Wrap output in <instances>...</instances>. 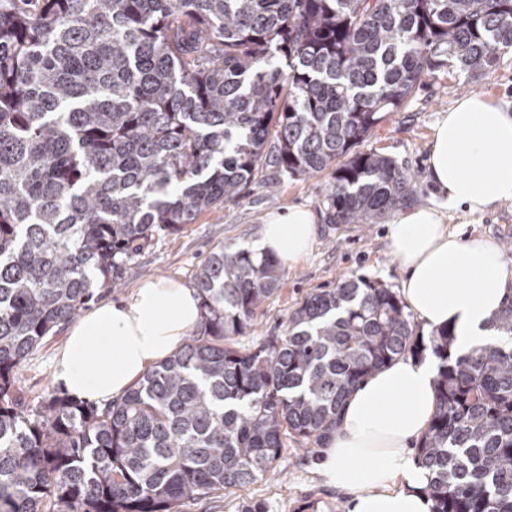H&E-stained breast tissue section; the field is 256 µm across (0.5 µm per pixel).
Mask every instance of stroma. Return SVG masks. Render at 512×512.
<instances>
[{"instance_id": "35a3bbf8", "label": "stroma", "mask_w": 512, "mask_h": 512, "mask_svg": "<svg viewBox=\"0 0 512 512\" xmlns=\"http://www.w3.org/2000/svg\"><path fill=\"white\" fill-rule=\"evenodd\" d=\"M458 74L439 71L427 77L402 108L388 115L361 144L394 158L413 174L408 206L440 202L441 196L428 179V158L434 128L467 92L485 94L495 103L512 106V49L501 53L492 69L475 73L468 89ZM333 181L331 170L309 179L278 180L274 168L262 170L245 197L199 214L193 223L173 235L153 237L134 256L122 284L112 291L97 292L96 301L128 299L148 279H173L193 287L210 254L220 246L254 247L267 217L301 206L314 216L316 236L307 259L284 269L280 286L257 310L244 334L233 337V348L245 352L263 340L280 335L287 316L313 292L335 287L339 279L379 282L400 291L404 278L386 239L387 220L375 224H333L328 219L326 197ZM461 236H485L500 248H512V203L491 206L483 214L459 210L447 219ZM66 339L65 332L47 338L23 362L16 389L28 406L58 392L54 368ZM284 449L275 471L243 488L216 496L188 500L182 512H330L347 507L348 498L325 485L320 471L322 450H299L292 437H284Z\"/></svg>"}]
</instances>
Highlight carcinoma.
I'll return each mask as SVG.
<instances>
[{
    "label": "carcinoma",
    "mask_w": 512,
    "mask_h": 512,
    "mask_svg": "<svg viewBox=\"0 0 512 512\" xmlns=\"http://www.w3.org/2000/svg\"><path fill=\"white\" fill-rule=\"evenodd\" d=\"M508 48L512 0H0V512H182L265 476L287 432L324 445L356 388L427 350L431 512H512V297L494 342L459 355L451 328L415 336L394 291L344 278L243 353L229 340L280 272L222 247L196 276L199 325L125 395L30 408L15 389L144 243L244 198L263 165L308 179L346 155L330 223L391 214L410 171L352 147L426 77Z\"/></svg>",
    "instance_id": "1"
}]
</instances>
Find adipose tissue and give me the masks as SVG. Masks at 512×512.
<instances>
[{"label": "adipose tissue", "instance_id": "adipose-tissue-1", "mask_svg": "<svg viewBox=\"0 0 512 512\" xmlns=\"http://www.w3.org/2000/svg\"><path fill=\"white\" fill-rule=\"evenodd\" d=\"M429 163L443 205L405 212L387 239L405 273L407 305L427 325L451 327L464 351L489 343L488 322L512 297V260L490 239L460 238L445 217L512 203V111L480 93L460 100L434 129ZM314 237L311 212L292 207L267 219L256 247L291 266L307 257ZM200 318L194 290L175 280L143 282L127 301L99 305L70 330L55 378L72 397L115 399ZM436 375L435 362L402 357L347 398L321 469L349 494L348 512H431L427 472L411 446L435 412Z\"/></svg>", "mask_w": 512, "mask_h": 512}]
</instances>
